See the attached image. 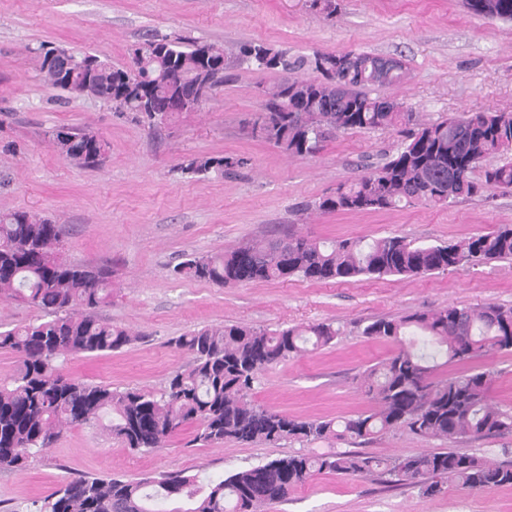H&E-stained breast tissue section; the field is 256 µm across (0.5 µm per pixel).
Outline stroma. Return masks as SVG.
Masks as SVG:
<instances>
[{
    "label": "stroma",
    "instance_id": "stroma-1",
    "mask_svg": "<svg viewBox=\"0 0 512 512\" xmlns=\"http://www.w3.org/2000/svg\"><path fill=\"white\" fill-rule=\"evenodd\" d=\"M336 5L331 15L311 0H0V213L25 209L48 217L62 228L64 259L110 268L112 302L100 314L133 337L114 352L68 357L64 374L152 391L188 363L172 340L190 330L332 321L342 329L332 345L266 370L250 397L291 416L344 417L370 409L362 374L395 350L362 336L368 320L448 305L512 306V259L329 284L295 278L222 288L173 278L170 269L184 255L219 254L283 228L314 239L396 232L454 243L512 225V189L447 206L322 214L314 202L394 154L398 131L339 132L315 156H288L254 130L264 112L263 88L284 75L247 67L228 70L213 99L154 131L96 98L50 88L34 54L51 43L125 67L150 33L227 48L263 43L295 56L365 51L406 63L407 80L379 93L423 119L512 113V23L472 15L463 0ZM61 127L99 132L107 142L103 164L89 170L60 157L50 137ZM204 154L243 164L224 177L179 173L181 163ZM191 438L185 430L166 448L146 453L99 426L70 429L26 468L0 472V512L49 494L69 476L135 479L182 470L218 478L299 449L295 443L201 445ZM439 446L400 430L362 450L402 457ZM264 512H512V487L473 492L448 483L425 496L378 471L324 473Z\"/></svg>",
    "mask_w": 512,
    "mask_h": 512
}]
</instances>
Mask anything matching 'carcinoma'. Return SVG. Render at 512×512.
Listing matches in <instances>:
<instances>
[{"label":"carcinoma","mask_w":512,"mask_h":512,"mask_svg":"<svg viewBox=\"0 0 512 512\" xmlns=\"http://www.w3.org/2000/svg\"><path fill=\"white\" fill-rule=\"evenodd\" d=\"M466 5L477 16L512 22V0H466ZM337 57L321 52L294 56L256 43H242L228 53L215 43L151 35L134 49L130 66L114 67L98 58L90 78L78 73L65 83L47 65V45L37 49L45 83L75 98L110 103L150 127L197 109L195 90L205 85L214 91L224 83V70L236 62L289 74L315 73L312 79L289 77L268 91L260 133L292 156L315 154L336 131L408 128L394 156L316 201L314 209L322 214L414 203L443 206L512 188V160L482 166L488 157L512 151L511 112L423 121L404 103L371 94L376 85L404 82L408 70L403 62L377 83L357 73L333 80L320 63ZM51 145L64 159L86 168L99 166L106 155V143L90 130L70 129L66 139L55 132ZM240 164L229 156L199 155L178 171L205 177ZM60 238L61 227L49 218L24 209L0 214V296L41 312L32 323L0 331V349L22 358L21 370L0 381V471L26 464L65 430L100 424L107 414L112 415L110 430L122 443L147 452L165 447L186 429L204 445L369 442L398 430L448 443L512 434V409L490 396L491 372L470 369L434 378L439 357L445 366L465 365L492 351L512 350V307L495 304L448 305L369 321L362 335L391 341L397 349L362 375L375 407L341 420L290 416L248 398L268 368L333 342L340 329L327 322L275 330L226 324L179 336L171 344L186 352L190 362L158 392L113 389L66 376L58 359L118 351L132 338L97 313L112 301L111 272L61 259ZM504 258H512L510 226L437 244H417L395 233L319 241L288 232L228 253L187 254L172 273L219 287L294 277L336 283L446 272ZM376 470L429 496L441 492L447 480L471 491L512 486L511 463L448 448L397 458L300 450L217 480L184 471L139 480L67 477L33 501L28 512H261L287 500L316 474L356 476Z\"/></svg>","instance_id":"obj_1"}]
</instances>
